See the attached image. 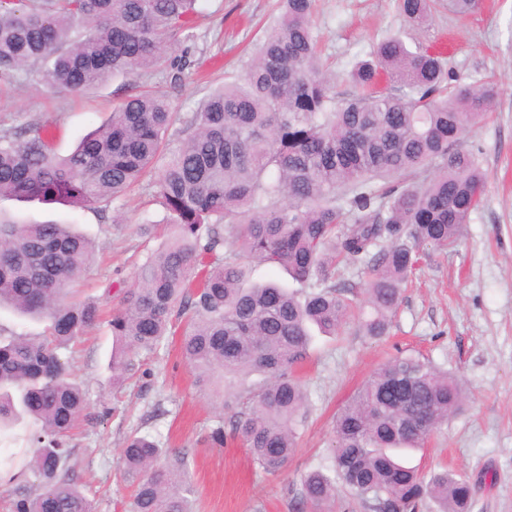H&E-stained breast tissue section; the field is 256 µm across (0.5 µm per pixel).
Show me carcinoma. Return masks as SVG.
<instances>
[{"label": "carcinoma", "mask_w": 512, "mask_h": 512, "mask_svg": "<svg viewBox=\"0 0 512 512\" xmlns=\"http://www.w3.org/2000/svg\"><path fill=\"white\" fill-rule=\"evenodd\" d=\"M199 2L0 0V80L24 72L52 90L83 91L162 68L174 89L186 63L168 47L196 40ZM396 4L421 26L434 0ZM312 16L313 0H282L243 82L211 91L193 112L172 111L164 94H128L65 156L38 125L0 132V198L106 211L158 170L159 222L174 231L120 291L109 320L119 344L112 370L134 375L135 356L178 335L201 389L259 376L230 393L240 405L231 426L269 474L285 469L307 417L294 369L311 328L334 336L354 309L339 264L369 270L359 330L387 335L419 250L453 245L482 203L486 175L462 139L498 94L496 83H463L439 55L387 37L351 71L356 92L342 98L321 68ZM159 222L146 220L142 235ZM91 254L90 239L69 224L0 218V307L50 321L36 340L0 335V433L22 414L39 423L29 452L0 470V487H12L7 512H93L69 464L72 430L93 416L59 354L100 319L97 305L66 300ZM254 263L311 291L252 284ZM464 401L455 376L412 354L389 359L336 418L337 479L303 474L298 504L320 512L339 479L373 512H418L427 500L438 512H472L469 477L398 459ZM119 466L134 487L128 512H191L186 453L133 434Z\"/></svg>", "instance_id": "carcinoma-1"}]
</instances>
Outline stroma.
I'll use <instances>...</instances> for the list:
<instances>
[{
	"label": "stroma",
	"mask_w": 512,
	"mask_h": 512,
	"mask_svg": "<svg viewBox=\"0 0 512 512\" xmlns=\"http://www.w3.org/2000/svg\"><path fill=\"white\" fill-rule=\"evenodd\" d=\"M279 15V0H205L193 19L197 42L174 46L196 64L171 92L178 112L197 108L209 91L242 76L255 46ZM314 30L342 95L354 91L347 73L376 42L396 34L409 49L430 48L463 82L497 80L500 95L488 119L469 130L463 145L488 176L485 199L464 226L456 246L421 249L418 267L392 318L387 336H362L355 321L336 335L314 333L309 357L298 369L310 412L287 467L264 473L241 440L223 446L207 437L232 409L200 394L182 361L178 337L151 356H139V372L112 381L116 342L107 321L80 334L63 359L84 390L93 423L75 437V470L91 482L96 512H126L132 493L118 467L126 437L148 434L164 447L185 451L193 512H293L302 474H333L334 421L369 375L398 352L428 358L453 372L466 390L464 410L449 418L409 466L444 468L477 481L473 512H512V0H481L459 16L434 11L427 26L403 21L395 0H316ZM124 78L82 93L54 91L39 80L17 76L0 82V130L36 123L54 150L68 154L102 125L123 99ZM151 186L128 192L102 212L62 204L0 199V217L34 224H75L94 242V257L75 286L74 298L111 313L119 291L136 282L135 258L157 247L145 240L143 218L161 219Z\"/></svg>",
	"instance_id": "obj_1"
}]
</instances>
